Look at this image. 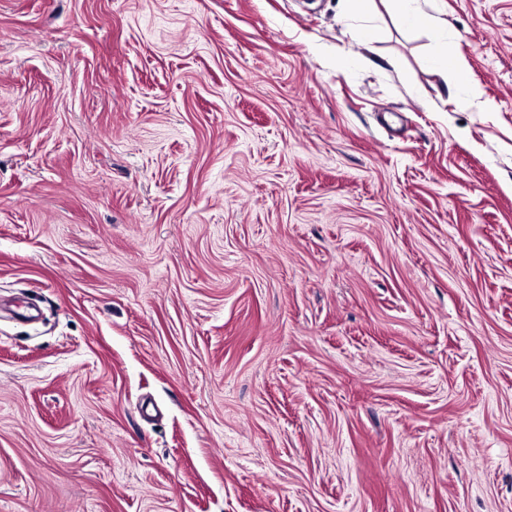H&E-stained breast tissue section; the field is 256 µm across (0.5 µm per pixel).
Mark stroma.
Instances as JSON below:
<instances>
[{
  "instance_id": "obj_1",
  "label": "stroma",
  "mask_w": 512,
  "mask_h": 512,
  "mask_svg": "<svg viewBox=\"0 0 512 512\" xmlns=\"http://www.w3.org/2000/svg\"><path fill=\"white\" fill-rule=\"evenodd\" d=\"M0 512H512V0H0ZM442 71V76L445 84L448 87V80L452 86L458 87L460 85L469 86V96L477 99L479 97V90L474 85H469L468 68L464 57L453 56L442 60L439 64Z\"/></svg>"
}]
</instances>
